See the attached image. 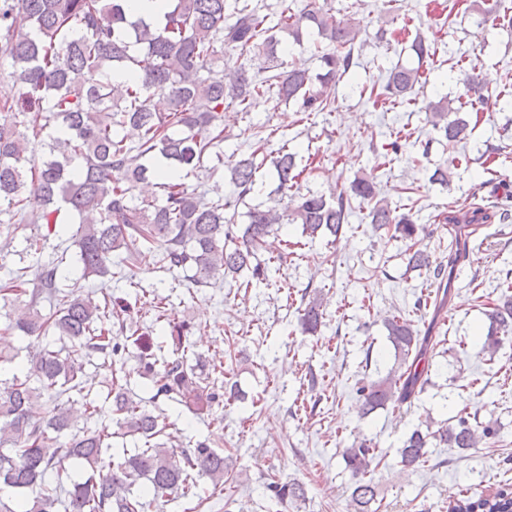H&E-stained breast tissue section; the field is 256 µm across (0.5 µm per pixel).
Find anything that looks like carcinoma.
<instances>
[{
    "instance_id": "obj_1",
    "label": "carcinoma",
    "mask_w": 512,
    "mask_h": 512,
    "mask_svg": "<svg viewBox=\"0 0 512 512\" xmlns=\"http://www.w3.org/2000/svg\"><path fill=\"white\" fill-rule=\"evenodd\" d=\"M162 20L155 24L130 16L127 0H0V52L11 62L12 85L0 90V224L42 225L46 233L27 239L26 250L39 251L41 241L74 239L75 266L70 277L59 265H38L27 278L22 267L0 281V298L18 302L24 311L0 332V344L10 336L45 339L28 352L24 378H0V484L12 496L0 499V512H145L169 499L197 501L191 512H202L208 500L199 480L214 487L231 479L224 452L199 441L177 450L167 433V416L157 406L161 398L184 404L194 414L210 417L222 403L245 400L237 382L218 383L224 362L200 356L190 361L179 354L191 326L164 318L163 330L176 357L163 361L154 352L153 337L132 327L134 307L124 299L83 293L91 276H114L112 256L132 263L142 250L161 251L162 268L186 272L196 287L220 281L252 280L265 275L261 259L266 238L284 224H299L302 234L335 238L356 199L366 206L370 224L391 240L407 243V269L430 272L439 281L433 300L441 309L448 301L460 250L437 262L430 253L413 249L423 225L411 212H399L377 198L367 179L325 195L298 188L296 154L281 147L264 154L256 146L229 166L233 197L209 196L189 189L184 174L204 167L211 156L222 161L224 107L250 111L260 98L274 95L300 112H323L336 84L354 61L360 31L336 18L328 0H308L300 9L277 15L240 0H164ZM297 44L313 40L317 72L279 60L285 38ZM410 49L418 59L431 56V42L415 31ZM136 76L124 81L112 75L124 70ZM418 67L396 64L386 71L376 101H411L421 83ZM470 105L484 104L475 71L461 79ZM161 96L166 106L153 99ZM455 100L443 97L426 110L439 142L454 148L469 139L470 121L460 116ZM276 172V195L248 207L238 227V203L255 192L257 173L265 164ZM155 181L159 197L136 201L140 183ZM40 202L27 210L30 196ZM289 197V204L282 205ZM78 218V227L66 214ZM491 215L480 207L450 211L445 220L455 245L471 224ZM486 311L489 326L478 338L480 352L494 354L512 331V278ZM321 294L303 293L299 322L308 334L323 324ZM128 328L141 378L149 380L152 396L138 397L128 388L127 348L112 343V321ZM398 367L371 382H358L359 413L365 418L378 409L410 403L431 382L429 352L432 337L411 320L389 315L383 320ZM70 343L87 355L111 358V401L117 430L91 429L66 408L61 397L84 392V363L61 356L54 341ZM495 422H480L465 410L436 430L414 429L400 448V464L418 468L431 448L475 449L496 442ZM131 439L134 448L112 455L110 438ZM344 463L353 478L355 512H376L377 485L370 476L377 448L365 436L344 449ZM266 489L278 503L303 501L306 489L273 475ZM450 512H512V488L489 494L469 486L450 502Z\"/></svg>"
}]
</instances>
